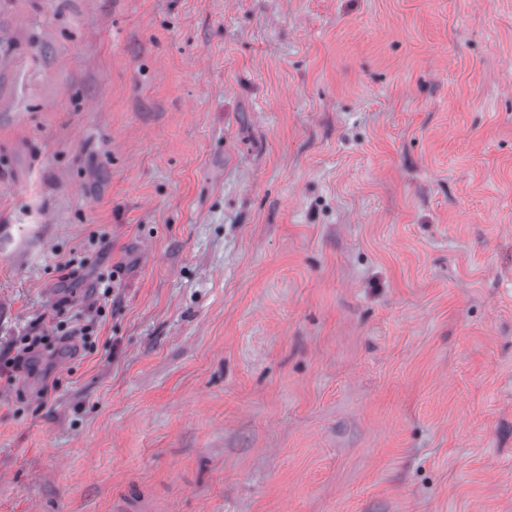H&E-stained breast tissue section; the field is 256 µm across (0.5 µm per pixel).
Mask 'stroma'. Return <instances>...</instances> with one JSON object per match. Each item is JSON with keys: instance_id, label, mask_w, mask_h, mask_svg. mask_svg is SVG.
<instances>
[{"instance_id": "35a3bbf8", "label": "stroma", "mask_w": 512, "mask_h": 512, "mask_svg": "<svg viewBox=\"0 0 512 512\" xmlns=\"http://www.w3.org/2000/svg\"><path fill=\"white\" fill-rule=\"evenodd\" d=\"M62 321L0 512H512V0H0V364Z\"/></svg>"}]
</instances>
